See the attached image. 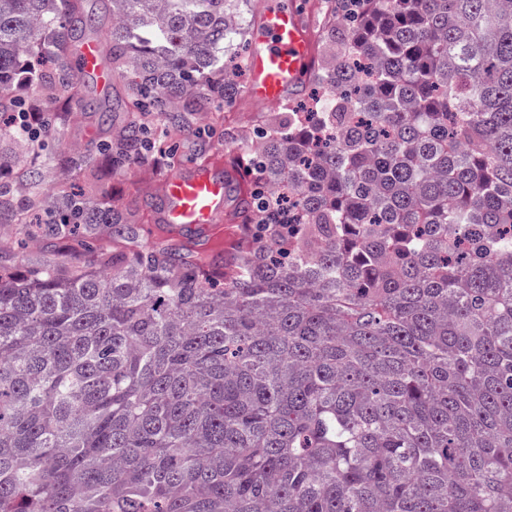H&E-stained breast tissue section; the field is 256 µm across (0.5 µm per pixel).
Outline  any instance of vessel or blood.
<instances>
[{
  "mask_svg": "<svg viewBox=\"0 0 512 512\" xmlns=\"http://www.w3.org/2000/svg\"><path fill=\"white\" fill-rule=\"evenodd\" d=\"M314 52L300 11L293 6L266 8L251 31L248 51L249 96L259 102L288 103V92L302 84L312 71ZM81 68L100 88H108L111 73L101 64L98 43L85 44ZM232 175L215 166L197 164L170 177L162 190L163 223L178 227L206 228L217 223L227 210Z\"/></svg>",
  "mask_w": 512,
  "mask_h": 512,
  "instance_id": "1",
  "label": "vessel or blood"
}]
</instances>
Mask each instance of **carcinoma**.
Instances as JSON below:
<instances>
[{
	"instance_id": "cac0c4a2",
	"label": "carcinoma",
	"mask_w": 512,
	"mask_h": 512,
	"mask_svg": "<svg viewBox=\"0 0 512 512\" xmlns=\"http://www.w3.org/2000/svg\"><path fill=\"white\" fill-rule=\"evenodd\" d=\"M79 2L0 0V112L75 94ZM324 3L309 110L230 157L252 248H0V512H512V0ZM107 6L142 101L238 94L236 0Z\"/></svg>"
}]
</instances>
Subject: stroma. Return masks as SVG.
<instances>
[{
	"label": "stroma",
	"instance_id": "obj_1",
	"mask_svg": "<svg viewBox=\"0 0 512 512\" xmlns=\"http://www.w3.org/2000/svg\"><path fill=\"white\" fill-rule=\"evenodd\" d=\"M296 4L311 38H318L325 24L318 0H250L241 10L245 29H252L261 11L269 6ZM78 99L56 97L37 106L51 115V123L27 140L21 162L0 169V185L14 196V216L0 224V246L21 245L28 258L44 262L80 257L93 262L94 256L80 247L77 238L51 239L43 227L49 222L38 199L67 194L79 201L106 199L134 224L139 236L135 248L180 247L188 260L208 262L249 244L240 223L225 213L222 223L206 231L174 228L160 223V186L170 176L192 164L224 165V137L233 135L234 146L250 145L254 125L270 120L277 105L258 103L239 95L232 104L211 101L202 112L186 113L176 120L156 112L129 109L132 84L129 78L113 75L109 90H101L89 75L81 76ZM98 103L95 112L83 111L81 102ZM136 123L145 133L137 161L126 171L112 167V156L105 149L113 134Z\"/></svg>",
	"mask_w": 512,
	"mask_h": 512
}]
</instances>
